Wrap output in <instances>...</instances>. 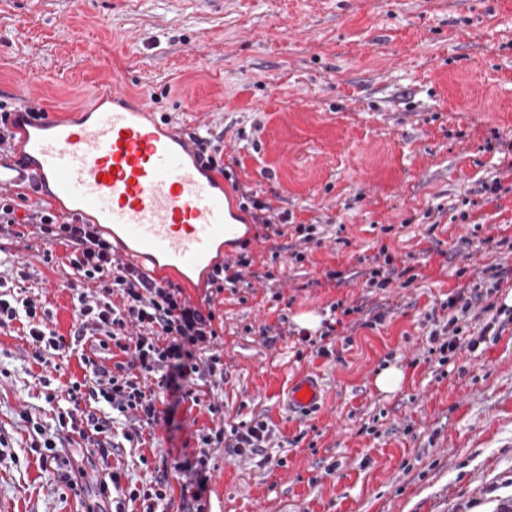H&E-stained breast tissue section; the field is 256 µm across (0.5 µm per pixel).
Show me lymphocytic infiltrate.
<instances>
[{"label":"lymphocytic infiltrate","instance_id":"obj_1","mask_svg":"<svg viewBox=\"0 0 512 512\" xmlns=\"http://www.w3.org/2000/svg\"><path fill=\"white\" fill-rule=\"evenodd\" d=\"M27 224L44 241L45 261H52V248L64 246L67 261L82 280L95 283L93 294L78 297V324L71 337L59 336L46 324L37 323L35 300L12 293L14 279L24 278L23 270L6 263L0 274V328L19 322L25 326L35 359L44 352L69 349L85 337L101 335L126 356L113 364L82 356L87 372L83 381L67 389L69 411L59 414L61 429L88 436L92 452L108 459L112 442L107 434L113 416L123 417L124 437L134 441L153 428L161 412L157 408V388H182V397L199 404L196 381L219 386L224 380V361L215 350L224 321L213 307L196 306L183 296L180 286L154 281L133 265L118 258L111 241L98 225L83 217H61L46 207L20 209L14 198L0 196V233L11 226ZM121 304H114L113 295ZM155 387H147L146 378ZM272 431L264 421L242 423L231 429L216 428L201 438L202 448L194 470L198 487L182 512H206L200 493L209 480L211 449L229 448L234 454L258 452L270 441Z\"/></svg>","mask_w":512,"mask_h":512}]
</instances>
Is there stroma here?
I'll list each match as a JSON object with an SVG mask.
<instances>
[{"label": "stroma", "mask_w": 512, "mask_h": 512, "mask_svg": "<svg viewBox=\"0 0 512 512\" xmlns=\"http://www.w3.org/2000/svg\"><path fill=\"white\" fill-rule=\"evenodd\" d=\"M114 79L184 132L208 127L231 185L294 222L269 240L246 223L252 265L236 291L210 296L203 275L185 289L224 319V384L196 405L165 396L138 445L115 419L108 461L58 430L80 352L42 363L20 323L0 329V512H86L109 471L110 500L163 477L172 502L157 510L178 512L202 435L253 419L273 436L257 454L211 449L207 512H512V323L443 364L427 319L485 269L512 268V247L480 244L512 240V0H0V102L18 92L48 117L75 115ZM495 178L504 191L485 202ZM298 224L325 229L301 262L287 249ZM0 248L47 326L72 336L63 248L52 263L30 234ZM382 253L411 260L414 281L367 287L360 260ZM339 303L385 316L345 317L331 356L300 354L298 317ZM389 365L404 380L384 393ZM303 372L326 395L309 415L287 404ZM45 377L62 388L51 402ZM36 423L84 468L82 491L40 462Z\"/></svg>", "instance_id": "1"}]
</instances>
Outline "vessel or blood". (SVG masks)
<instances>
[{
	"label": "vessel or blood",
	"mask_w": 512,
	"mask_h": 512,
	"mask_svg": "<svg viewBox=\"0 0 512 512\" xmlns=\"http://www.w3.org/2000/svg\"><path fill=\"white\" fill-rule=\"evenodd\" d=\"M120 82L102 84L98 104L76 119L29 120L20 130L29 168L0 155V189L32 175L75 213L107 225L125 260L144 263L150 278L188 282L214 249L234 235L239 215L225 177L205 170L192 142L149 118L150 106ZM324 403L318 377L298 375L288 390L291 412Z\"/></svg>",
	"instance_id": "1"
}]
</instances>
